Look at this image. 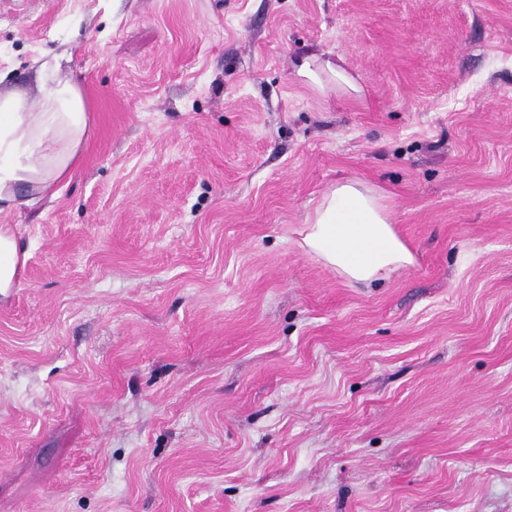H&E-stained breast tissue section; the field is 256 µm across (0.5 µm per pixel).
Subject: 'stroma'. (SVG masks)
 <instances>
[{
    "label": "stroma",
    "instance_id": "1",
    "mask_svg": "<svg viewBox=\"0 0 512 512\" xmlns=\"http://www.w3.org/2000/svg\"><path fill=\"white\" fill-rule=\"evenodd\" d=\"M44 54L90 129L0 214V512H512V0H0ZM344 179L414 255L367 288L299 246ZM296 77L302 85L323 97L331 94L359 97L363 93L358 78L323 53L304 58L296 69ZM12 226L0 222V306L11 298L12 288L17 284L19 264H25V251H22L12 230Z\"/></svg>",
    "mask_w": 512,
    "mask_h": 512
}]
</instances>
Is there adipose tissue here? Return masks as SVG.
<instances>
[{
	"label": "adipose tissue",
	"mask_w": 512,
	"mask_h": 512,
	"mask_svg": "<svg viewBox=\"0 0 512 512\" xmlns=\"http://www.w3.org/2000/svg\"><path fill=\"white\" fill-rule=\"evenodd\" d=\"M296 77L323 97L363 93L357 77L321 54L304 58ZM35 81V100L23 88L0 90V213L24 195L33 202L58 197L88 138L83 91L62 76L59 57L39 62ZM302 234L305 250L353 285L371 286L414 262L382 193L358 180L330 189L306 216ZM25 256L10 225L0 223V306L10 300Z\"/></svg>",
	"instance_id": "adipose-tissue-1"
}]
</instances>
